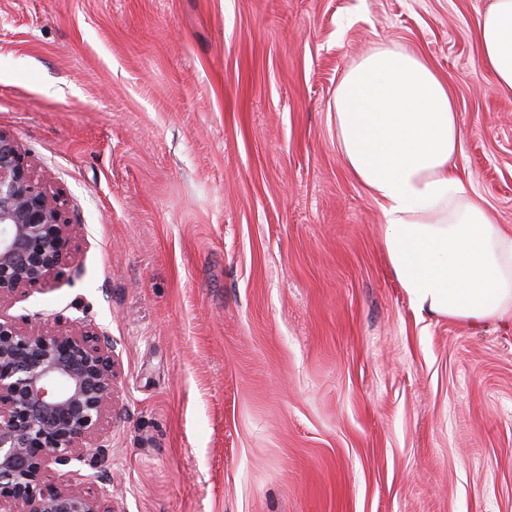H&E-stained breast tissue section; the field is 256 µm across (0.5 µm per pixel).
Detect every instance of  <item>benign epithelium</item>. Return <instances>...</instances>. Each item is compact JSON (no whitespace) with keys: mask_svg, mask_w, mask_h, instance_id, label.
<instances>
[{"mask_svg":"<svg viewBox=\"0 0 512 512\" xmlns=\"http://www.w3.org/2000/svg\"><path fill=\"white\" fill-rule=\"evenodd\" d=\"M76 235L61 193L0 129V309L59 278L74 262ZM116 374L100 327L0 312V512H112L96 469Z\"/></svg>","mask_w":512,"mask_h":512,"instance_id":"1","label":"benign epithelium"}]
</instances>
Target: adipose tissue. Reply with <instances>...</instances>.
I'll return each mask as SVG.
<instances>
[{"mask_svg":"<svg viewBox=\"0 0 512 512\" xmlns=\"http://www.w3.org/2000/svg\"><path fill=\"white\" fill-rule=\"evenodd\" d=\"M474 35L481 65L512 91V0ZM343 160L378 201L391 270L413 307L478 328L512 319V230L453 167L462 137L447 84L423 59L373 51L336 89Z\"/></svg>","mask_w":512,"mask_h":512,"instance_id":"obj_1","label":"adipose tissue"}]
</instances>
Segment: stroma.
Returning <instances> with one entry per match:
<instances>
[{
	"instance_id": "obj_1",
	"label": "stroma",
	"mask_w": 512,
	"mask_h": 512,
	"mask_svg": "<svg viewBox=\"0 0 512 512\" xmlns=\"http://www.w3.org/2000/svg\"><path fill=\"white\" fill-rule=\"evenodd\" d=\"M492 2L0 0V129L78 225L4 312L111 336L114 512H512V329L412 307L334 108L361 56L428 61L512 225Z\"/></svg>"
}]
</instances>
